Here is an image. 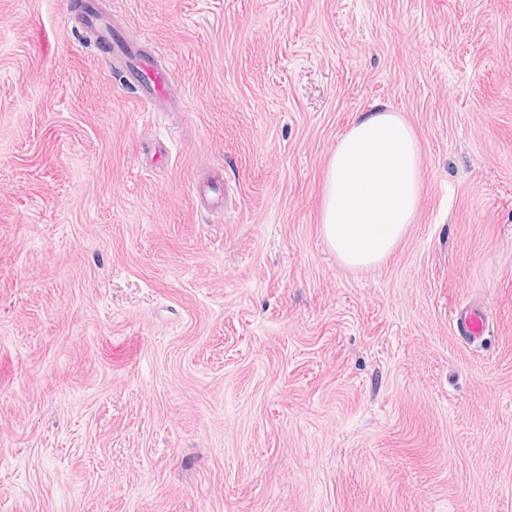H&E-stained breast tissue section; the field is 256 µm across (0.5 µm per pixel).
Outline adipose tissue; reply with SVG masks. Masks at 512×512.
Instances as JSON below:
<instances>
[{
  "mask_svg": "<svg viewBox=\"0 0 512 512\" xmlns=\"http://www.w3.org/2000/svg\"><path fill=\"white\" fill-rule=\"evenodd\" d=\"M418 138L396 112H366L340 138L323 187L322 233L352 269L378 266L405 236L418 210Z\"/></svg>",
  "mask_w": 512,
  "mask_h": 512,
  "instance_id": "1",
  "label": "adipose tissue"
}]
</instances>
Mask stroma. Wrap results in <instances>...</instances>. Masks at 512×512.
Here are the masks:
<instances>
[{
  "label": "stroma",
  "instance_id": "1",
  "mask_svg": "<svg viewBox=\"0 0 512 512\" xmlns=\"http://www.w3.org/2000/svg\"><path fill=\"white\" fill-rule=\"evenodd\" d=\"M69 3L0 0V512H512V0H99L158 108ZM378 109L422 196L350 269ZM420 145L397 112H365L336 144L323 187L322 233L352 269L378 266L413 224L422 189ZM455 321L459 333L464 338L474 340L485 334L486 320L480 313L463 309L458 313Z\"/></svg>",
  "mask_w": 512,
  "mask_h": 512
}]
</instances>
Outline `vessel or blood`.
I'll use <instances>...</instances> for the list:
<instances>
[{
	"label": "vessel or blood",
	"mask_w": 512,
	"mask_h": 512,
	"mask_svg": "<svg viewBox=\"0 0 512 512\" xmlns=\"http://www.w3.org/2000/svg\"><path fill=\"white\" fill-rule=\"evenodd\" d=\"M81 13L86 24L94 29L99 39L117 47L118 52L114 57L117 64L126 66L132 81L138 87L143 98L153 102H160L166 97V76L158 70L157 66L144 56L125 48L122 34L105 23L98 13L94 0H85L81 7ZM456 325L462 337L478 339L483 337L486 331L485 318L474 311L461 310L456 317Z\"/></svg>",
	"instance_id": "1"
}]
</instances>
